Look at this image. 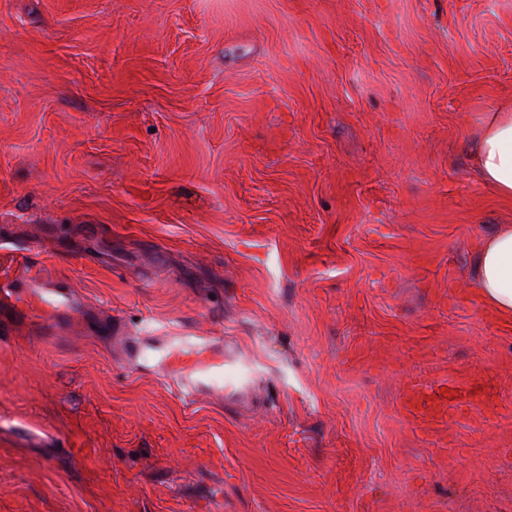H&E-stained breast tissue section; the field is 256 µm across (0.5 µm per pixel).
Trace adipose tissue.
<instances>
[{
  "mask_svg": "<svg viewBox=\"0 0 512 512\" xmlns=\"http://www.w3.org/2000/svg\"><path fill=\"white\" fill-rule=\"evenodd\" d=\"M468 150L481 182L499 199L512 202V107L484 113ZM471 278L481 302L498 317L512 320V225H497L481 239Z\"/></svg>",
  "mask_w": 512,
  "mask_h": 512,
  "instance_id": "1",
  "label": "adipose tissue"
}]
</instances>
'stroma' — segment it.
<instances>
[{
	"mask_svg": "<svg viewBox=\"0 0 512 512\" xmlns=\"http://www.w3.org/2000/svg\"><path fill=\"white\" fill-rule=\"evenodd\" d=\"M512 0H0V512H512V321L471 286L512 206ZM220 336L184 402L125 339ZM448 421L404 407L440 379ZM467 146L481 182L499 199L512 202V107L485 112ZM0 306H18L21 294L37 299L45 311L31 313L37 321H46L60 326L71 314L76 312L72 296L55 288H47L45 283L39 281L37 275L27 276L23 279L13 280L0 286ZM225 364L226 366L220 362L195 366L186 378L191 379L192 375L204 376L206 380L203 382L204 389L217 394H222L224 388H233L238 392L245 391L250 384V375L245 370V363L241 360L225 359ZM464 389V386L455 382H448L447 379H442L435 382L430 386L431 393L434 397L437 407L442 411H446L449 407H453V403L456 397ZM444 393H448V396H444Z\"/></svg>",
	"mask_w": 512,
	"mask_h": 512,
	"instance_id": "stroma-1",
	"label": "stroma"
}]
</instances>
